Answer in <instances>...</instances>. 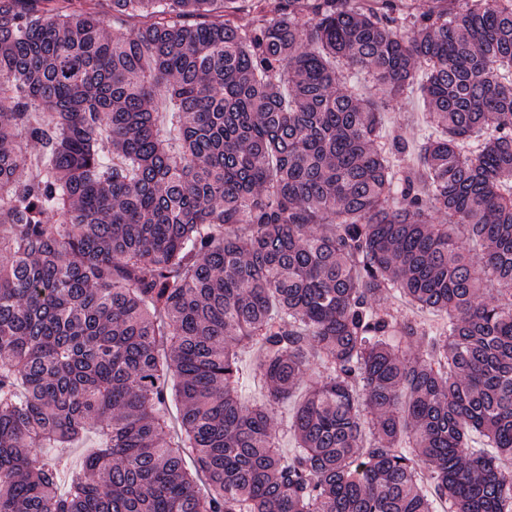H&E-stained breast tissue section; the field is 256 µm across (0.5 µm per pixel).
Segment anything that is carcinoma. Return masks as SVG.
Listing matches in <instances>:
<instances>
[{"label": "carcinoma", "instance_id": "cac0c4a2", "mask_svg": "<svg viewBox=\"0 0 512 512\" xmlns=\"http://www.w3.org/2000/svg\"><path fill=\"white\" fill-rule=\"evenodd\" d=\"M237 3L0 0V512H512V0ZM420 95L415 90L409 92L397 102L394 101L390 110L384 112L383 120L387 128L395 131L410 144L418 145L427 133L423 106Z\"/></svg>", "mask_w": 512, "mask_h": 512}]
</instances>
